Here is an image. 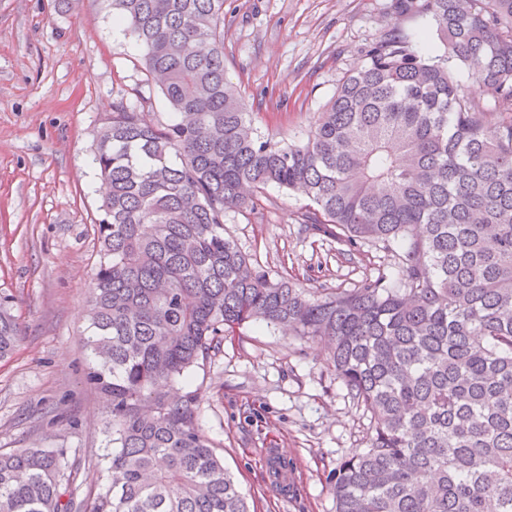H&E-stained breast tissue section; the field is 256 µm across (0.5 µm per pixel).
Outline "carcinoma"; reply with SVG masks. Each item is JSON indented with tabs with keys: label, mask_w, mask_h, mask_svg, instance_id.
<instances>
[{
	"label": "carcinoma",
	"mask_w": 512,
	"mask_h": 512,
	"mask_svg": "<svg viewBox=\"0 0 512 512\" xmlns=\"http://www.w3.org/2000/svg\"><path fill=\"white\" fill-rule=\"evenodd\" d=\"M444 48L388 30L307 139L260 136L224 74V0H112L170 112L117 106L93 162L105 186L83 342L112 402V453L87 504L64 448L0 453V512H249L169 385L251 321L330 345L367 446L336 466V512H512V0H393ZM457 60L499 121L454 75ZM316 206L337 242L397 267L318 299L224 235L268 185ZM0 293V359L21 330Z\"/></svg>",
	"instance_id": "1"
}]
</instances>
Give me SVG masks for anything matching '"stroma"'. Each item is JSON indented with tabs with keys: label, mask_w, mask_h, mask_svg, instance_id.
I'll list each match as a JSON object with an SVG mask.
<instances>
[{
	"label": "stroma",
	"mask_w": 512,
	"mask_h": 512,
	"mask_svg": "<svg viewBox=\"0 0 512 512\" xmlns=\"http://www.w3.org/2000/svg\"><path fill=\"white\" fill-rule=\"evenodd\" d=\"M392 0H225L224 70L258 132L306 138L346 73L391 28L427 32ZM155 118L141 50L112 23L107 0H0V289L22 339L0 360V452L66 449L77 495L91 501L111 452L107 400L85 381L81 342L99 260L102 193L94 140L116 106ZM311 201L274 185L224 229L270 277L308 298L339 292L392 265L303 225ZM198 396L197 424L236 478L250 512H335L332 474L366 445L370 421L317 339L250 322L221 336L175 382Z\"/></svg>",
	"instance_id": "35a3bbf8"
}]
</instances>
